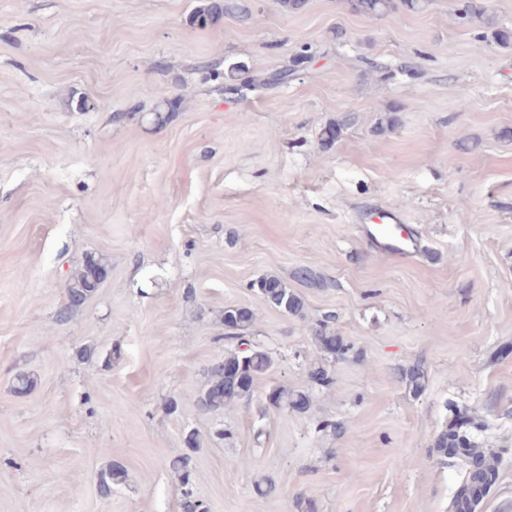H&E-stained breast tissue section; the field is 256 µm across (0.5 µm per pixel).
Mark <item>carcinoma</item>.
Returning <instances> with one entry per match:
<instances>
[{
    "label": "carcinoma",
    "mask_w": 512,
    "mask_h": 512,
    "mask_svg": "<svg viewBox=\"0 0 512 512\" xmlns=\"http://www.w3.org/2000/svg\"><path fill=\"white\" fill-rule=\"evenodd\" d=\"M350 8L358 13L375 17L393 14L402 9L414 11L423 7V0H349ZM226 16L246 19L251 16L250 10L243 0H209V2L192 18V22L204 27L215 24ZM458 17L461 20H476L492 29L493 38L499 45L512 44V27L500 23L491 13L485 0H461ZM301 60L293 61V66L271 73L264 79V85H282L294 75L295 67ZM354 117L345 115L326 125L321 132V145L331 147L341 137L343 131L352 124ZM107 274V267L100 260L90 255L86 257L67 287V308L84 304L101 285L100 277ZM264 302L270 306L292 315L300 313L302 301L297 294L290 291L280 278L264 276L254 282ZM224 327L236 332L234 339L242 344L237 352L223 360L214 362L208 370L207 381L197 396L198 407L206 412H220L224 407L251 396L257 378L271 367L269 354L261 349L247 345L246 334L254 319V311L245 306L230 305L224 307L222 313ZM316 343L319 349L327 354L343 356L349 351L344 338L322 328L316 331ZM403 380L409 390L418 394L424 387V375L420 368L412 367L403 373ZM269 403L277 408L286 407L305 410L308 397L304 393H294L286 388H275L268 395ZM481 432V425L460 412L456 420L445 427L435 440V447L444 456L456 457V452L464 450L466 457V474L469 483L461 486L455 500V512H471L469 495L470 482H478L477 495L481 496L490 489L495 481V469L487 463L485 456L473 451L474 438ZM172 469L184 490V512H207L203 502L194 497L192 491V462L186 454L172 462ZM123 478V469L113 466L100 475L99 491L104 497L112 493V485Z\"/></svg>",
    "instance_id": "1"
}]
</instances>
